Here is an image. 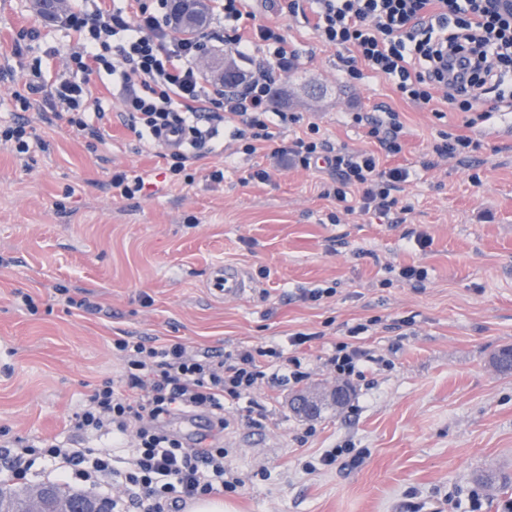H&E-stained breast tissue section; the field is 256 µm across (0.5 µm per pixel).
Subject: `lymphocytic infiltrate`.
Returning <instances> with one entry per match:
<instances>
[{
  "instance_id": "obj_1",
  "label": "lymphocytic infiltrate",
  "mask_w": 512,
  "mask_h": 512,
  "mask_svg": "<svg viewBox=\"0 0 512 512\" xmlns=\"http://www.w3.org/2000/svg\"><path fill=\"white\" fill-rule=\"evenodd\" d=\"M245 0H212L209 29L192 39L175 36L169 0H124L105 11L76 7L64 24L77 40L66 65L48 74L41 63L21 76L13 99L29 111L32 94L84 138L101 141L92 119L91 76H111L123 89V122L138 140L157 145L161 134L176 137V149L163 152L171 183L188 181L190 160L221 152L224 137L255 153L272 140V127L304 124L302 135L282 140L272 154L284 166L327 169L332 173L322 195L344 212L390 215L398 192L413 182L406 167L385 168L381 155L404 149V125L398 113L372 118L351 115L364 126L378 152L333 147L318 123L275 108L277 76L295 66L284 36L261 25L252 37L240 32ZM314 29L328 45L350 51L346 73L362 72L394 79L397 91L424 107L443 91L445 101L465 113V127L487 122L493 113L512 109V10L500 0H314ZM227 31L226 43L246 61L237 88L204 78L199 60L208 53L215 30ZM306 334L289 340V349L237 346L219 354L195 350L179 340L154 343L131 336L114 340L123 362L120 379H105L86 404L68 418L67 438H23L0 428V473L24 482L35 463L45 471L93 493L115 490L137 512H185L196 500L244 487L219 441L197 439L188 445L171 429L179 416L202 412L209 426L224 431L225 409L241 411L246 423L263 426L265 407L255 398L268 381L270 363L285 379L301 382L295 356ZM109 437L108 449L87 447V440Z\"/></svg>"
}]
</instances>
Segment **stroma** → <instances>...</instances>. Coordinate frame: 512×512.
Returning a JSON list of instances; mask_svg holds the SVG:
<instances>
[{
    "mask_svg": "<svg viewBox=\"0 0 512 512\" xmlns=\"http://www.w3.org/2000/svg\"><path fill=\"white\" fill-rule=\"evenodd\" d=\"M254 13L245 29L279 28L298 57L277 83V108L315 118L332 146L374 150L350 113L399 112L407 145L398 162L416 174L399 195L401 219L337 215L320 196L325 171L254 180L269 150L247 155L230 140L222 159L190 162L189 182L171 184L164 160L119 122L122 90L111 77L90 85L111 117L92 149L64 121L20 112L0 80V124L26 117L34 136L22 159L0 144V427L66 435L96 384L120 375L116 338L221 351L305 333L299 355L311 376L298 389L259 391L265 428L225 412L224 445L245 481L241 494L224 495L227 512H504L512 490L477 478H512V373L490 362L512 347V112L494 115L504 134L485 136L478 152L437 160L433 144L461 128L462 113L439 97L406 103L385 77L350 79L347 50L321 42L311 23L267 0ZM25 30L35 38L20 39ZM72 43L33 0H0V67L18 72L38 58L56 69ZM218 161L217 186L207 173ZM117 170L147 176V195L113 199ZM420 236L426 248L415 246ZM221 265L244 267L255 290L216 296L208 284ZM400 265L428 275L402 281ZM327 287L320 301L299 298ZM81 291L97 311L63 304ZM360 323L367 331L348 338ZM344 341L369 362L339 405L325 360ZM300 390L318 400V416L295 411ZM337 447L335 464L319 465Z\"/></svg>",
    "mask_w": 512,
    "mask_h": 512,
    "instance_id": "obj_1",
    "label": "stroma"
}]
</instances>
